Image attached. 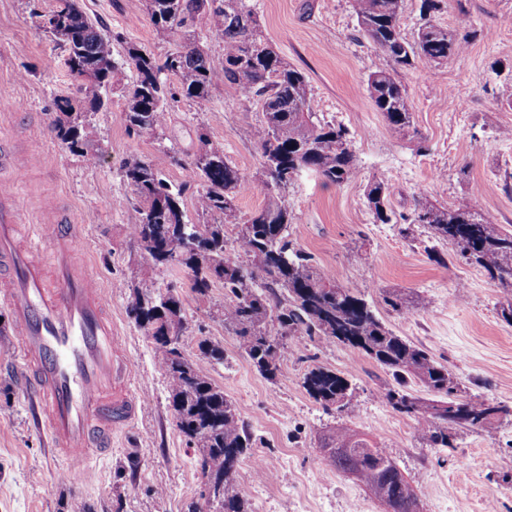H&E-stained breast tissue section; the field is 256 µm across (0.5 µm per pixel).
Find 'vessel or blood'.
Wrapping results in <instances>:
<instances>
[{"instance_id": "b4317fda", "label": "vessel or blood", "mask_w": 512, "mask_h": 512, "mask_svg": "<svg viewBox=\"0 0 512 512\" xmlns=\"http://www.w3.org/2000/svg\"><path fill=\"white\" fill-rule=\"evenodd\" d=\"M27 159L0 139V171L21 183ZM44 230L25 224L13 195L0 193V297L13 311L19 365L38 430L63 461L60 474L79 484L93 455L137 415L128 363L106 313L107 297L77 262L82 240L69 224L55 228L43 258Z\"/></svg>"}]
</instances>
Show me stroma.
Wrapping results in <instances>:
<instances>
[{
  "label": "stroma",
  "mask_w": 512,
  "mask_h": 512,
  "mask_svg": "<svg viewBox=\"0 0 512 512\" xmlns=\"http://www.w3.org/2000/svg\"><path fill=\"white\" fill-rule=\"evenodd\" d=\"M263 35L286 62L305 73L315 112L346 127L358 159V179L324 185L302 173L285 194L294 219L288 239L338 284L360 294L396 334L425 349L447 367L462 395L512 407V324L500 315L512 288L491 281L479 267L451 259L452 247L435 242L420 224L375 223L365 204L368 182L388 184L392 210L410 215L419 196L443 205L468 197L512 232V0H462L434 20L455 35H468L461 56L433 65L415 64L398 78L405 87L418 136H401L376 112L367 76L378 63L376 48L360 37L349 0H248ZM115 54L137 46L156 58L182 42L179 32L157 31L144 0H82ZM54 0H0V133L28 160V184L14 191L23 211L40 214L55 200L80 226L81 261L110 300L112 321L125 346L136 420L112 440V451L94 462L85 483L58 479L60 460L34 425L30 397L15 361L12 314L0 300V512H188L198 502L202 476L196 447L176 426L168 381L154 345L126 312L137 287L174 289L183 300L182 346L197 351L202 339L224 348V360L201 371L224 390L251 436L237 472L254 512H386L357 480L336 472L322 452L323 436L343 424L392 456L420 497L423 512H512V417L492 426L453 431L446 448L420 440L413 418L395 411L382 394L390 374L341 343L320 337L296 341L274 379L260 375L217 310L224 290L214 285L197 296L189 275L173 265L147 262L131 237L135 196L124 165L138 158L183 187L184 209L195 219L194 196L184 166L200 137L224 144L227 160L246 174L259 168L252 131L260 107L225 83L219 70L222 40L201 35L218 73L206 100L174 92L166 125L154 133L130 131L122 117V91L134 79L102 91L104 107L88 129L94 158L70 152L53 139L57 98L73 94L63 43L40 32L38 15ZM449 255L439 265L430 248ZM415 292L423 304L397 313L385 290ZM317 366L346 377L354 407L347 414L324 411L302 385ZM264 476H256L252 459Z\"/></svg>",
  "instance_id": "1"
}]
</instances>
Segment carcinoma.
<instances>
[{
  "instance_id": "obj_1",
  "label": "carcinoma",
  "mask_w": 512,
  "mask_h": 512,
  "mask_svg": "<svg viewBox=\"0 0 512 512\" xmlns=\"http://www.w3.org/2000/svg\"><path fill=\"white\" fill-rule=\"evenodd\" d=\"M145 8L156 29L188 34L162 61L136 46L116 59L112 39L96 26L80 0H56L49 13L39 15V28L64 43L65 65L78 82L79 95L57 99L61 116L52 133L58 141L75 153H88L82 133L86 114L102 106L100 89L125 68L134 73L123 107L125 121L134 131L153 132L164 126L170 76L185 97L207 98L215 73L196 37L203 31L224 42V81L257 101L263 120L252 133L261 158L255 176L227 161L224 143L200 138L187 169L189 177L202 185L194 199L196 213L216 218L211 224L186 219L183 192L172 189L151 163L132 159L125 164V178L136 197L131 234L140 249L157 248L167 264L187 269L191 291L200 296L217 282L224 285V327L237 336L240 347L267 378L281 370L296 339L320 336L345 344L388 370L396 386L386 390L384 398L417 422L420 438L432 448L448 447L456 427L483 429L512 416L506 405L457 394L445 366L386 327L361 295L341 287L334 276L291 248L288 224L293 214L283 200L288 186L306 171L339 186L357 179L360 169L348 130L313 111L306 75L287 64L264 38L247 0H145ZM443 8V0H422V23L409 40L402 28V0H351L358 32L383 60L368 75L369 97L397 134L419 132L396 68L417 61L441 63L465 51L466 39L431 19ZM251 185L261 189L266 201L245 216L237 196ZM389 195L383 181L367 185L365 199L374 222L393 223ZM424 210L432 213L425 224L431 238L452 245L455 257L512 288V233L498 230L492 217L475 210L466 197L450 207L421 197L407 221L420 223ZM230 225L238 228L231 249L225 240ZM384 301L400 314H409L414 307V301L400 293L389 292ZM127 311L153 341L167 376L176 425L198 448L201 473L222 477L219 495L209 499L200 494L208 512H253L236 482L250 436L223 388L201 374L200 361H219L223 351L205 339L200 354L182 351L184 368L170 364V349L162 336L171 330L179 333L184 326L181 300L171 289L164 293L137 289ZM410 380L420 382L430 397L405 391ZM303 387L327 411L342 413L351 407L349 381L330 369L309 370ZM323 447L339 449L329 457L336 472L354 473L393 512H416L419 498L384 448L370 445L348 426L330 431Z\"/></svg>"
}]
</instances>
